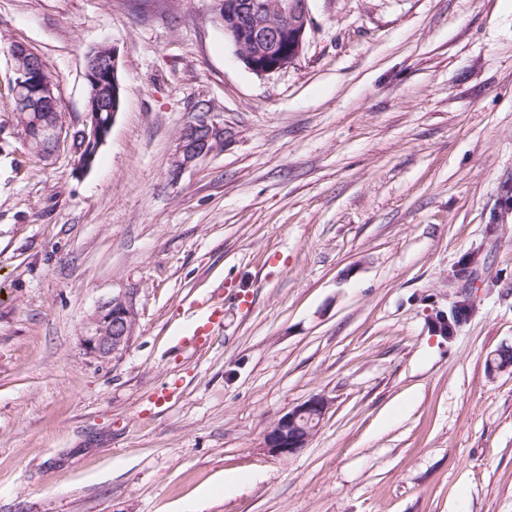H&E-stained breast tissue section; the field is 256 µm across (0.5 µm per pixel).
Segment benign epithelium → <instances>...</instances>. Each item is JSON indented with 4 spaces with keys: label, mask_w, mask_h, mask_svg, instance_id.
Returning <instances> with one entry per match:
<instances>
[{
    "label": "benign epithelium",
    "mask_w": 512,
    "mask_h": 512,
    "mask_svg": "<svg viewBox=\"0 0 512 512\" xmlns=\"http://www.w3.org/2000/svg\"><path fill=\"white\" fill-rule=\"evenodd\" d=\"M218 4L215 19L224 25V36L229 38L237 51L238 59L249 70L258 74L276 73L288 66V59L297 55L304 44L310 23L309 0H214ZM15 80L13 98L16 127L21 133L29 130L31 106L38 103L56 104L58 98L54 85L39 79L46 69L42 57L22 44L11 47ZM119 56L113 50L103 58L96 49L86 55L85 80L90 86L101 79H110L115 87L118 80ZM198 134L191 138H178L173 154L172 167L176 172L197 165L214 152V147L224 140V124L205 112L193 124ZM112 130V125L103 128L95 114L85 113L81 123L67 127L62 123L41 125L40 132L49 150L46 156L54 155L66 146L77 159V165L86 169L92 159L82 156L86 146L100 148ZM480 261L478 255H469L453 272V279L461 282L457 299L448 313L434 318V330L447 340L454 338L457 329L473 312V301L469 293L470 282L478 277ZM133 297L127 293L112 296L91 318L88 334L84 338L89 352L107 359L124 351L131 341L136 322ZM330 401L323 395L310 397L282 417L266 432L263 449L280 458H290L308 445L309 440L324 419Z\"/></svg>",
    "instance_id": "obj_1"
}]
</instances>
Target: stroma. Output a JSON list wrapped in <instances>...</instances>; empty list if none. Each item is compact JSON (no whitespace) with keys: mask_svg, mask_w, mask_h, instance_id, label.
I'll return each mask as SVG.
<instances>
[{"mask_svg":"<svg viewBox=\"0 0 512 512\" xmlns=\"http://www.w3.org/2000/svg\"><path fill=\"white\" fill-rule=\"evenodd\" d=\"M259 75L210 0H0V512H512V0H309ZM86 110L85 53L124 101L97 163L35 157L11 45ZM207 112L224 147L174 172ZM482 261L450 340L432 319ZM129 293L130 344L86 349ZM224 306L205 351L188 306ZM177 394L160 400L162 389ZM331 406L282 459L266 431ZM330 401L324 395L310 397L282 417L266 432L263 449L280 458H290L308 445L324 419Z\"/></svg>","mask_w":512,"mask_h":512,"instance_id":"35a3bbf8","label":"stroma"}]
</instances>
